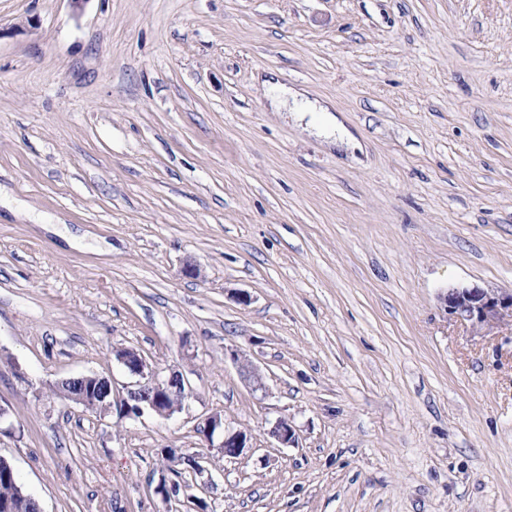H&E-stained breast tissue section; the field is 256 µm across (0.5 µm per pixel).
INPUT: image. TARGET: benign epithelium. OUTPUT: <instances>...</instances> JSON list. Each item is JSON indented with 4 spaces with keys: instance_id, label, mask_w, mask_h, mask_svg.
<instances>
[{
    "instance_id": "benign-epithelium-1",
    "label": "benign epithelium",
    "mask_w": 512,
    "mask_h": 512,
    "mask_svg": "<svg viewBox=\"0 0 512 512\" xmlns=\"http://www.w3.org/2000/svg\"><path fill=\"white\" fill-rule=\"evenodd\" d=\"M448 311L457 319L467 322L476 329L491 327L504 317H512V290H485L478 287H459L449 289L442 296ZM116 358L128 372L139 377V380L126 390L117 403L119 417L137 418L150 411L160 417L167 418L181 410L187 397V383L182 375L172 372L165 378H158L147 372L143 358L135 351L122 349L115 352ZM232 360L241 368L253 391H266L264 376L259 368L241 350L230 353ZM112 394L111 381L103 376L93 374L79 375L62 380L54 386L58 390L67 387L65 399L83 406L87 410L96 408V400L80 390V384L89 379ZM199 431L209 443V447L226 459H237L250 449V436L242 430H232L224 425V417L213 413L199 424ZM268 435L280 448H288L296 443V432L286 418L276 419L268 430Z\"/></svg>"
}]
</instances>
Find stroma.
Instances as JSON below:
<instances>
[{"mask_svg":"<svg viewBox=\"0 0 512 512\" xmlns=\"http://www.w3.org/2000/svg\"><path fill=\"white\" fill-rule=\"evenodd\" d=\"M459 286L512 289V0H0V456L43 512H512V320L454 319ZM117 349L181 410L53 393L122 397ZM168 448L205 492L156 493ZM115 355L130 374L140 378L116 404L120 418H137L145 411L167 418L181 410L187 397V383L182 375L172 372L165 378L155 377L145 371L143 358L130 349L118 350ZM232 360L241 368L253 391H266L264 376L259 368L248 358L247 354L241 350H232L230 353ZM89 379H94L95 382L101 386L104 389V392L107 395L112 396V383L111 381L103 376H99L96 374L93 375H79L75 377H70L67 379L62 380L61 382H58L54 389L57 393L58 389H62L63 385L68 388L67 391L64 392L65 399L73 402L75 404L83 406L86 410H94L96 408V400L98 402V409L104 408V405L109 404L112 402V410L114 407L113 401H111V397H103L99 398V396L96 397V400L92 397H89L85 391H81L80 383H83L84 385L87 383ZM60 394V393H59ZM199 431L209 443L210 448H216L224 459H237L246 454L251 448L250 436L242 430H232L224 425L221 413H213L199 424ZM220 440L214 445V440ZM268 435L279 448H288L296 443L295 428L286 418L276 419L270 426Z\"/></svg>","mask_w":512,"mask_h":512,"instance_id":"obj_1","label":"stroma"}]
</instances>
